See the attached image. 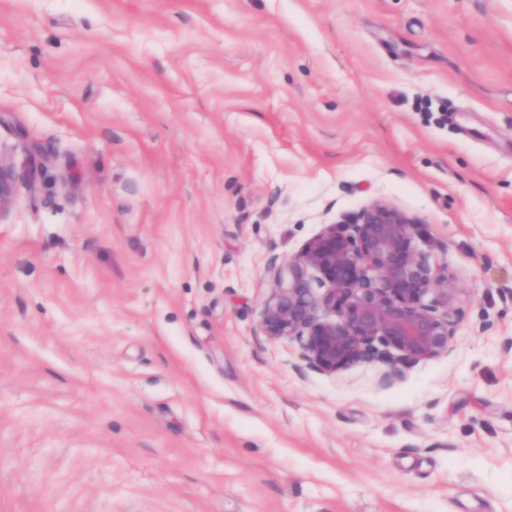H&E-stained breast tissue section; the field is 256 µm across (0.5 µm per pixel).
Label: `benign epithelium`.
Segmentation results:
<instances>
[{
  "label": "benign epithelium",
  "instance_id": "benign-epithelium-1",
  "mask_svg": "<svg viewBox=\"0 0 512 512\" xmlns=\"http://www.w3.org/2000/svg\"><path fill=\"white\" fill-rule=\"evenodd\" d=\"M15 191L13 167L0 159V216ZM419 225L417 216L375 200L288 262L272 259L263 334L297 343L312 371L332 375L371 364L384 383L447 354L460 321L451 305L457 282L447 265L416 248Z\"/></svg>",
  "mask_w": 512,
  "mask_h": 512
}]
</instances>
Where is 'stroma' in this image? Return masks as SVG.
<instances>
[{
  "instance_id": "stroma-1",
  "label": "stroma",
  "mask_w": 512,
  "mask_h": 512,
  "mask_svg": "<svg viewBox=\"0 0 512 512\" xmlns=\"http://www.w3.org/2000/svg\"><path fill=\"white\" fill-rule=\"evenodd\" d=\"M0 512H512V0H0ZM383 199L461 320L390 385L260 329ZM16 191L13 167L0 158V217L9 208Z\"/></svg>"
}]
</instances>
